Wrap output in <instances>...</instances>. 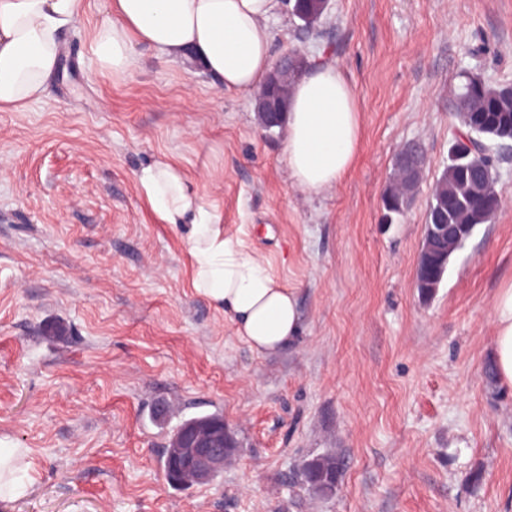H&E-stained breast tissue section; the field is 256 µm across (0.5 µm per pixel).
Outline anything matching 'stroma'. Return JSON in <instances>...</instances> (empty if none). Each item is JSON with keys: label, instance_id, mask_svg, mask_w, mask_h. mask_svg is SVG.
Wrapping results in <instances>:
<instances>
[{"label": "stroma", "instance_id": "35a3bbf8", "mask_svg": "<svg viewBox=\"0 0 512 512\" xmlns=\"http://www.w3.org/2000/svg\"><path fill=\"white\" fill-rule=\"evenodd\" d=\"M89 0L43 96L0 111V438L28 449L26 493L0 512H512V387L487 384L492 304L512 284V152L501 210L457 250L437 289L416 280L428 205L460 125L464 71L512 83V0H330L311 30L290 0L273 57L336 64L357 94L353 168L310 195L286 130L255 93L151 48L101 75ZM426 165L403 214L382 197L396 156ZM179 165L226 227L294 288L302 331L259 353L189 286L184 234L136 180ZM219 414L241 443L210 480L168 481L182 421ZM333 453L319 497L302 465ZM342 470V462L335 454L318 456L305 462L299 484L320 496H331L336 493Z\"/></svg>", "mask_w": 512, "mask_h": 512}]
</instances>
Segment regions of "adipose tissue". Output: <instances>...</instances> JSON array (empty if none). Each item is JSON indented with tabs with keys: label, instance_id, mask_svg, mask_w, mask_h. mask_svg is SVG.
Wrapping results in <instances>:
<instances>
[{
	"label": "adipose tissue",
	"instance_id": "ef3b65f1",
	"mask_svg": "<svg viewBox=\"0 0 512 512\" xmlns=\"http://www.w3.org/2000/svg\"><path fill=\"white\" fill-rule=\"evenodd\" d=\"M280 0H111L89 51L101 71L120 77L147 46L171 60H187L228 90L261 84L274 61L267 21ZM84 0H0V111L22 112L56 74V40L83 15ZM362 136L354 89L335 64L318 66L288 98L286 160L294 182L319 194L336 186L354 164ZM136 182L159 219L187 227L191 286L223 312L238 336L258 352L288 344L301 329L294 289L247 251L206 204L181 167L159 159ZM493 360L499 381L512 386V285L493 302ZM28 449L0 439V499L26 490L21 477Z\"/></svg>",
	"mask_w": 512,
	"mask_h": 512
}]
</instances>
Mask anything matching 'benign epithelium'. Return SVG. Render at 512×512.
<instances>
[{
    "label": "benign epithelium",
    "instance_id": "obj_1",
    "mask_svg": "<svg viewBox=\"0 0 512 512\" xmlns=\"http://www.w3.org/2000/svg\"><path fill=\"white\" fill-rule=\"evenodd\" d=\"M307 67L308 61L299 51L287 52L276 61L271 77L259 94V101L269 112L273 123H283L287 113V101L277 95L279 83L300 78ZM427 231L432 241L460 234L453 224H429ZM233 447L235 444L219 420H205L182 427L169 450L173 464L170 479H175L181 471L189 473L197 482L210 479L224 470V459L229 456L228 449Z\"/></svg>",
    "mask_w": 512,
    "mask_h": 512
}]
</instances>
